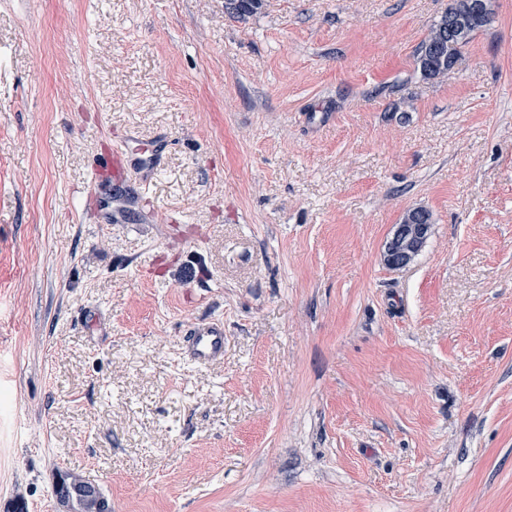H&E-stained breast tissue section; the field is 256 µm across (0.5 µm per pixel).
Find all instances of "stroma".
Segmentation results:
<instances>
[{
  "label": "stroma",
  "instance_id": "35a3bbf8",
  "mask_svg": "<svg viewBox=\"0 0 512 512\" xmlns=\"http://www.w3.org/2000/svg\"><path fill=\"white\" fill-rule=\"evenodd\" d=\"M447 2L0 0V512H512V0L426 80ZM136 144V146H133ZM166 144L162 139L149 143L128 138L120 146L107 148L92 169L91 192L86 194L110 221H115L124 208L135 205L143 208V192L155 178ZM112 175V180L110 176ZM136 187L128 199L123 194L127 187ZM407 220L410 221V224L406 223ZM402 221H404L405 224H398V228L396 226L392 236L386 243L387 252L394 260H401L404 257L401 244L407 249L405 264L395 263L390 256L385 254V264L393 270L401 269L415 259L426 238V224H433L431 212L423 207L409 209L404 214ZM396 229L398 235L402 236L401 243L397 240L392 241ZM183 358L195 367L224 361V320L210 317L190 323L182 344Z\"/></svg>",
  "mask_w": 512,
  "mask_h": 512
}]
</instances>
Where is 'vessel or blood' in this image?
<instances>
[{
    "label": "vessel or blood",
    "mask_w": 512,
    "mask_h": 512,
    "mask_svg": "<svg viewBox=\"0 0 512 512\" xmlns=\"http://www.w3.org/2000/svg\"><path fill=\"white\" fill-rule=\"evenodd\" d=\"M165 148L160 139L137 143L129 138L119 146L105 149L92 169L87 200L95 202L111 220L117 219L128 206H142L143 193L160 168ZM182 355L196 367L223 361V318L190 323L184 333Z\"/></svg>",
    "instance_id": "vessel-or-blood-1"
}]
</instances>
